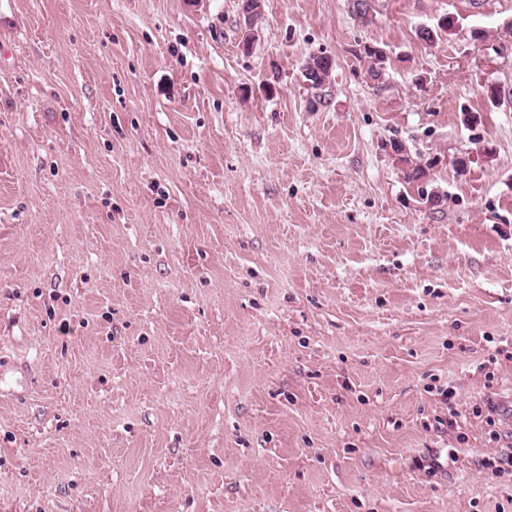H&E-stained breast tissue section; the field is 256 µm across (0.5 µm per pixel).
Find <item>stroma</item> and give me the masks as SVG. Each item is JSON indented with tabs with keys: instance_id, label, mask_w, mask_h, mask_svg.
Segmentation results:
<instances>
[{
	"instance_id": "1",
	"label": "stroma",
	"mask_w": 512,
	"mask_h": 512,
	"mask_svg": "<svg viewBox=\"0 0 512 512\" xmlns=\"http://www.w3.org/2000/svg\"><path fill=\"white\" fill-rule=\"evenodd\" d=\"M352 3L0 10V512H512V0ZM332 68L333 62L329 57L313 55L305 64L302 75L305 81L315 80L319 85H324L329 80Z\"/></svg>"
}]
</instances>
